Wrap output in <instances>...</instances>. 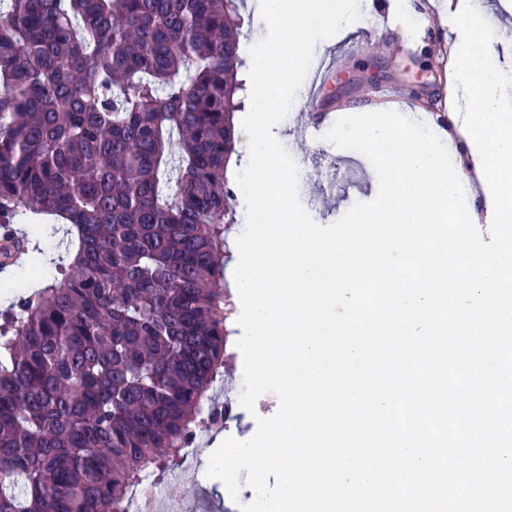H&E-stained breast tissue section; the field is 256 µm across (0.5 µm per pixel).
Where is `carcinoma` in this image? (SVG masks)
<instances>
[{"mask_svg":"<svg viewBox=\"0 0 512 512\" xmlns=\"http://www.w3.org/2000/svg\"><path fill=\"white\" fill-rule=\"evenodd\" d=\"M240 2L0 0V227L71 256L0 312V512H129L224 419ZM58 225L59 224H53V222L43 224V226H41L42 233L40 234V238L36 240L37 245L45 251L46 255H49L48 259L54 258L57 260L58 255L64 256V246H61L63 236L60 233V226ZM55 228L57 229L56 233Z\"/></svg>","mask_w":512,"mask_h":512,"instance_id":"carcinoma-1","label":"carcinoma"}]
</instances>
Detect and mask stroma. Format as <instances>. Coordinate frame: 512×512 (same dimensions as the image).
I'll use <instances>...</instances> for the list:
<instances>
[{
    "label": "stroma",
    "mask_w": 512,
    "mask_h": 512,
    "mask_svg": "<svg viewBox=\"0 0 512 512\" xmlns=\"http://www.w3.org/2000/svg\"><path fill=\"white\" fill-rule=\"evenodd\" d=\"M355 30L315 52V59L335 63L323 86L314 92V109L293 108L273 131L292 155L299 169L301 203L320 224L340 219L355 204L372 201L379 190L369 159L360 152L341 149L324 138L330 125L323 114L340 118L354 106L393 110L426 124L433 133L448 128V114L436 104L445 80L446 61L437 54L434 30L410 35L404 25L380 24L369 7H362ZM243 366L227 376L218 398L230 410L228 420L200 429L197 445L210 448L216 436L249 440L257 417H271L276 405L271 394L261 395L254 410L240 403ZM208 456L191 467L167 472V479L181 485L190 512H224L225 495L220 480L208 477Z\"/></svg>",
    "instance_id": "stroma-1"
}]
</instances>
